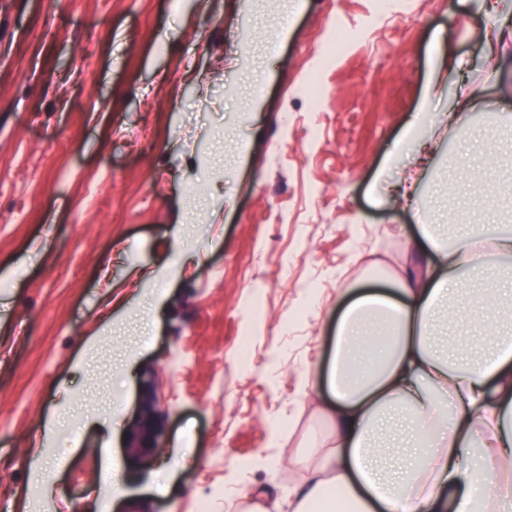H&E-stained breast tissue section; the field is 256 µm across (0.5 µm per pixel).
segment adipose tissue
I'll list each match as a JSON object with an SVG mask.
<instances>
[{
  "instance_id": "ef3b65f1",
  "label": "adipose tissue",
  "mask_w": 512,
  "mask_h": 512,
  "mask_svg": "<svg viewBox=\"0 0 512 512\" xmlns=\"http://www.w3.org/2000/svg\"><path fill=\"white\" fill-rule=\"evenodd\" d=\"M431 114L415 113L394 157L417 175L390 183L385 201L411 206L428 169ZM409 249L416 261L394 289L357 292L336 319L322 408L330 437L312 433L315 463L287 501L251 490L252 512H512V285L487 255L512 259V226L467 224L449 236L423 224ZM487 317L476 338L454 330L440 345L433 328L448 308Z\"/></svg>"
}]
</instances>
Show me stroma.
Returning a JSON list of instances; mask_svg holds the SVG:
<instances>
[{
  "mask_svg": "<svg viewBox=\"0 0 512 512\" xmlns=\"http://www.w3.org/2000/svg\"><path fill=\"white\" fill-rule=\"evenodd\" d=\"M487 21L474 0H0V512L39 440L29 512H247L246 489L301 482L309 431L331 432L302 376L325 377L350 291L412 260L411 210L378 199L413 163L381 164L422 104H454L425 100L439 34L477 106L432 122L418 205L512 225V143L487 133L512 126V42L493 69ZM331 29L350 40L326 64ZM149 384L162 446L136 468L122 443Z\"/></svg>",
  "mask_w": 512,
  "mask_h": 512,
  "instance_id": "obj_1",
  "label": "stroma"
}]
</instances>
